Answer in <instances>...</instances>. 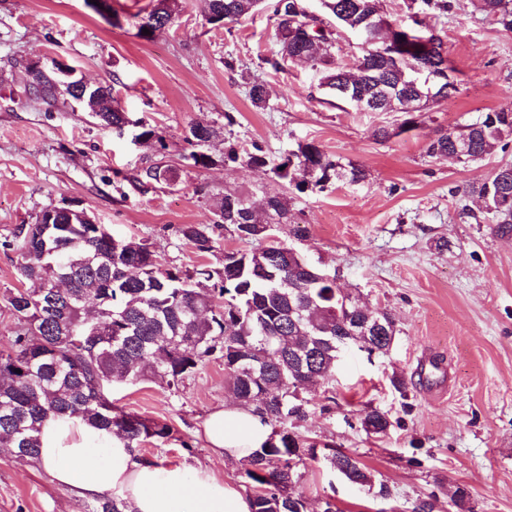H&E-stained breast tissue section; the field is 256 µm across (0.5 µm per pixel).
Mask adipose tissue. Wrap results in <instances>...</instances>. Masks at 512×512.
Instances as JSON below:
<instances>
[{"mask_svg":"<svg viewBox=\"0 0 512 512\" xmlns=\"http://www.w3.org/2000/svg\"><path fill=\"white\" fill-rule=\"evenodd\" d=\"M204 434L217 455L244 460L270 431L248 409L221 407L209 413ZM41 442L40 463L84 499L107 494L124 502L126 512H251L249 499L213 473L146 461L137 448L79 417H49Z\"/></svg>","mask_w":512,"mask_h":512,"instance_id":"adipose-tissue-1","label":"adipose tissue"}]
</instances>
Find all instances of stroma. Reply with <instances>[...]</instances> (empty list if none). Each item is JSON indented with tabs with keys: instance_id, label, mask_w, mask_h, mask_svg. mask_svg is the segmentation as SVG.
I'll use <instances>...</instances> for the list:
<instances>
[{
	"instance_id": "obj_1",
	"label": "stroma",
	"mask_w": 512,
	"mask_h": 512,
	"mask_svg": "<svg viewBox=\"0 0 512 512\" xmlns=\"http://www.w3.org/2000/svg\"><path fill=\"white\" fill-rule=\"evenodd\" d=\"M447 15L427 14L440 34L457 91L451 101L415 113L361 112L330 100L309 65L274 71L266 60L279 43L269 10L218 28L203 0H178L174 23L145 39L138 25L155 0H109L97 14L85 0H0V349L9 348L15 318L10 291L26 287L20 257L4 248L14 229L64 204L87 210L117 238L136 237L163 267L222 268L224 253L248 249L225 229L198 252L179 227L202 224L225 191L249 200L288 196L294 221L278 239L362 303L391 314L396 337L374 357L346 349L334 375L309 393L310 414L292 432L355 453L392 496L374 498L330 469L326 460L296 467L297 493L308 512L334 498L340 512H413L430 501L448 512L466 488L472 512H512V236L494 234L472 187L512 163V143L477 162L426 152L438 130L472 123L489 111L512 112V31L475 11L472 0H448ZM51 69L61 61L92 84H109L131 118L146 119L166 141L165 153L134 143L131 134L101 127L85 108L49 105L28 90L22 65ZM269 104L252 105L253 83ZM213 125L215 162L189 165L186 138L196 123ZM392 129L378 141L376 127ZM240 152L262 147L283 156L312 142L366 172L364 181H337L303 193L245 161L224 164L225 143ZM176 168L178 182L136 187L134 175L156 161ZM447 249H437V240ZM411 378L408 398L391 380ZM118 410L168 422L172 439L146 443L141 455L163 465L185 464L223 476L245 491L242 461L219 459L202 431L207 414L234 402L224 360L213 354L178 386L147 379L108 392ZM411 410H404V403ZM389 414L383 436L360 424L366 406ZM92 501L57 485L38 463L0 452V512H92Z\"/></svg>"
}]
</instances>
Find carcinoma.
Returning <instances> with one entry per match:
<instances>
[{"label":"carcinoma","mask_w":512,"mask_h":512,"mask_svg":"<svg viewBox=\"0 0 512 512\" xmlns=\"http://www.w3.org/2000/svg\"><path fill=\"white\" fill-rule=\"evenodd\" d=\"M206 20L216 27L239 22L253 14L261 0H205ZM302 0H272L269 8L280 42V58L266 63L278 70L290 64H314L319 86L328 95L354 106L375 101L373 112L391 109L384 90L411 96L432 94L445 102L457 92L454 68L439 49L427 50L410 40V24L391 20L380 0H321L324 20L300 12ZM475 8L512 31V0H474ZM169 0L154 8L139 24L150 33L173 22ZM355 34L362 44L357 74L337 62L340 31ZM37 97L55 103L74 93L40 75L29 84ZM113 88H96L104 127L119 128L125 113L112 105ZM142 144L166 149L152 125L139 122ZM468 138H452L439 131L426 147L430 156H448L459 147L468 163L485 158L512 137V112H487L462 126ZM218 131L197 123L186 138L193 150L192 165L214 164L205 152ZM246 163L267 168L299 192L323 188L345 179L359 183L365 171L344 165L314 143H304L275 161L261 148L247 154ZM178 174L161 162L142 168L134 177L139 186L176 182ZM476 192L491 215L496 234L512 235V164L498 168ZM286 196L268 197L259 205L246 204L235 191H224L214 219L208 224H184L183 239L199 252L213 248V234L221 224H235L238 239L257 243L250 250L224 252L221 270L193 271L161 268L143 242L116 238L102 224H21L3 246L21 258L20 276L38 284L34 289L9 292L8 303L17 320L13 344L0 350V448H9L20 461L38 458L44 420L78 416L91 426L108 430L138 448L151 440L166 442L172 427L137 413L116 411L107 387L159 378L175 386L196 369L201 357L220 343L224 370L241 405L254 408L265 425H279L272 441L247 459L243 468L251 512H307L304 498L295 493V467L307 455L316 458L315 444L288 430V423L309 415L303 394L332 377L341 353L356 345L368 355L383 348V339L396 336L386 313L363 318L356 300L336 285V277L322 272L302 255L269 242L276 227L290 223ZM112 283V304L97 323L111 341L96 345L87 340L93 325L85 321L89 297H101ZM208 311L211 317H203ZM369 435L383 436L393 426L388 413L370 408L360 418ZM330 467L349 484L374 497H391L389 487L353 454L335 451L326 456Z\"/></svg>","instance_id":"obj_1"}]
</instances>
